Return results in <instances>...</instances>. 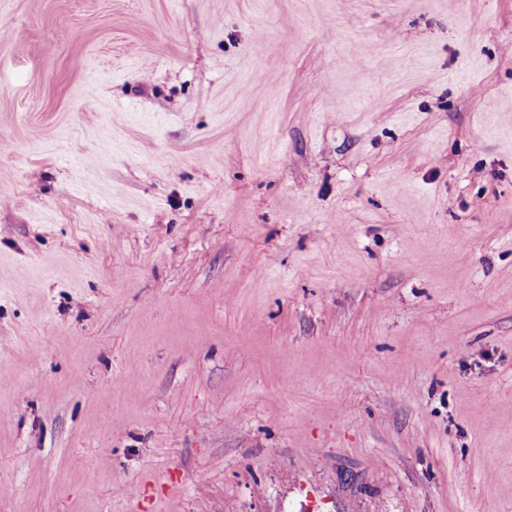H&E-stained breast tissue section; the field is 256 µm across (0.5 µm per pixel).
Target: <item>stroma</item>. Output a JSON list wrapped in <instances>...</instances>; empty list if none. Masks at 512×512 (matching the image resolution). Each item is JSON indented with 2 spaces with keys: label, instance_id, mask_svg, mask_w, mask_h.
<instances>
[{
  "label": "stroma",
  "instance_id": "obj_1",
  "mask_svg": "<svg viewBox=\"0 0 512 512\" xmlns=\"http://www.w3.org/2000/svg\"><path fill=\"white\" fill-rule=\"evenodd\" d=\"M0 512H512V0H0Z\"/></svg>",
  "mask_w": 512,
  "mask_h": 512
}]
</instances>
